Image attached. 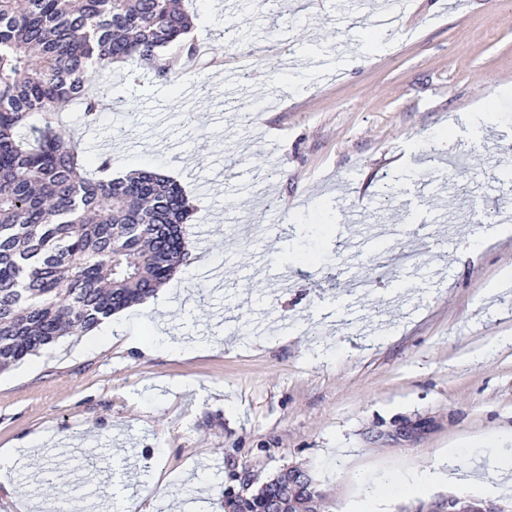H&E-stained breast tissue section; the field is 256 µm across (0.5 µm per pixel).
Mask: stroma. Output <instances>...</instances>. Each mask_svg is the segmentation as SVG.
Segmentation results:
<instances>
[{
  "label": "stroma",
  "instance_id": "1",
  "mask_svg": "<svg viewBox=\"0 0 512 512\" xmlns=\"http://www.w3.org/2000/svg\"><path fill=\"white\" fill-rule=\"evenodd\" d=\"M377 2L183 0L199 42L232 25L218 55L171 82L106 68L122 117L64 113L113 177L175 173L195 221L174 278L118 315L121 339L65 336L0 372V512H43L50 489L64 512H222L244 463L310 469L322 512H399L473 495L414 487L445 452L512 505L494 492L512 483V187L471 166L512 139V0H413L370 39Z\"/></svg>",
  "mask_w": 512,
  "mask_h": 512
}]
</instances>
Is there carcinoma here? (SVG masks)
I'll use <instances>...</instances> for the list:
<instances>
[{
    "label": "carcinoma",
    "instance_id": "carcinoma-1",
    "mask_svg": "<svg viewBox=\"0 0 512 512\" xmlns=\"http://www.w3.org/2000/svg\"><path fill=\"white\" fill-rule=\"evenodd\" d=\"M180 0H0V370L152 296L177 272L193 207L142 170L86 176L62 131L108 101L92 73L144 62L170 80L195 38ZM317 486L295 474L251 487L234 512H305Z\"/></svg>",
    "mask_w": 512,
    "mask_h": 512
}]
</instances>
